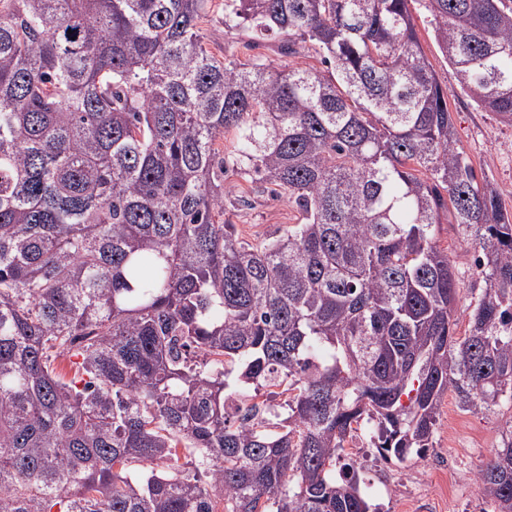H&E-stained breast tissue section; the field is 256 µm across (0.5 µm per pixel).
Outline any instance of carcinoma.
Wrapping results in <instances>:
<instances>
[{"label":"carcinoma","instance_id":"cac0c4a2","mask_svg":"<svg viewBox=\"0 0 512 512\" xmlns=\"http://www.w3.org/2000/svg\"><path fill=\"white\" fill-rule=\"evenodd\" d=\"M206 2L0 0V512H371L362 421L403 460L512 400V214L448 109L512 124V0H224L324 69L215 58ZM231 174L300 222L241 240ZM476 483L512 512V430ZM418 39L431 61L435 71L438 75L445 77L448 74V61L441 53L437 43L434 40L433 34L430 30L424 29L421 25L418 27ZM436 243L441 250L448 251V257L453 264L460 279L461 306L458 311L456 326L457 336H464L468 328V311L466 307L471 301L478 299L483 293L485 283L475 261L480 248L474 243L464 242L459 234L456 224H448L442 220Z\"/></svg>","mask_w":512,"mask_h":512}]
</instances>
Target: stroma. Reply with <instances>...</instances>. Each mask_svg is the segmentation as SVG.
Masks as SVG:
<instances>
[{
	"instance_id": "35a3bbf8",
	"label": "stroma",
	"mask_w": 512,
	"mask_h": 512,
	"mask_svg": "<svg viewBox=\"0 0 512 512\" xmlns=\"http://www.w3.org/2000/svg\"><path fill=\"white\" fill-rule=\"evenodd\" d=\"M207 50L217 58H245L240 40L224 30V0H208L199 23ZM448 107L458 144L468 155L478 178L498 190L505 210L512 213V125L479 109L460 89L448 94ZM231 191L224 199V217L236 224L248 242L277 234L298 223L299 214L287 193L253 196L249 180L231 176ZM436 243L447 251L459 277L457 335H465L471 301L485 287L475 261L480 249L462 240L456 225L441 224ZM512 429V399L502 398L492 411L461 409L454 394H445L432 446L424 457L398 461L383 459L373 444L372 426H362L347 442L362 486L378 512H495L476 485L479 466L490 459Z\"/></svg>"
}]
</instances>
